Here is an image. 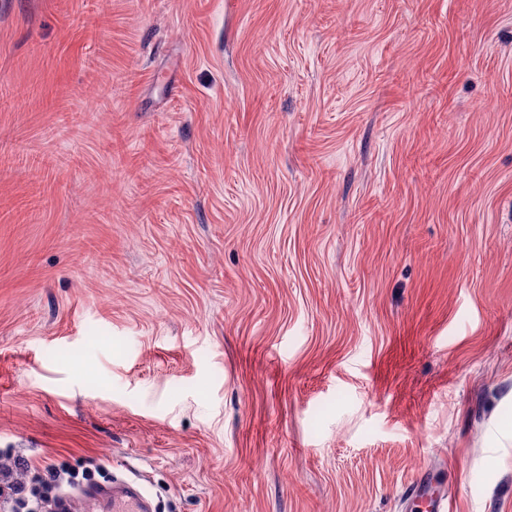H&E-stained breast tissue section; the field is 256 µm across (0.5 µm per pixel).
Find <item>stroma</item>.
<instances>
[{
	"mask_svg": "<svg viewBox=\"0 0 512 512\" xmlns=\"http://www.w3.org/2000/svg\"><path fill=\"white\" fill-rule=\"evenodd\" d=\"M512 0H0V451L157 512H512ZM440 488L434 471L427 468L410 483L407 498L423 512H444L447 497ZM112 509L108 512H149L148 501L137 485L124 484L112 487Z\"/></svg>",
	"mask_w": 512,
	"mask_h": 512,
	"instance_id": "obj_1",
	"label": "stroma"
}]
</instances>
